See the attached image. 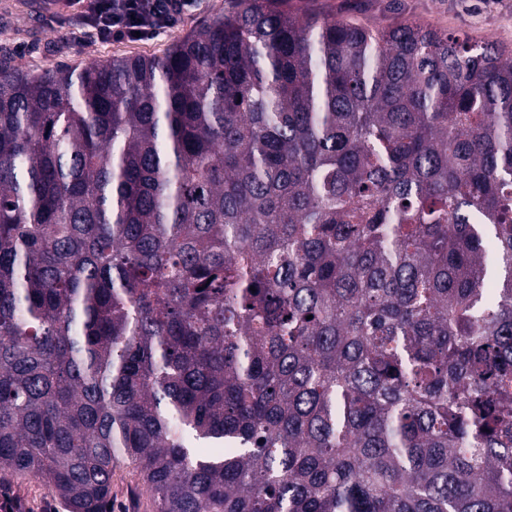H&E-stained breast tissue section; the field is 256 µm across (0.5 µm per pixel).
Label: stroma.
I'll return each mask as SVG.
<instances>
[{
	"instance_id": "1",
	"label": "stroma",
	"mask_w": 512,
	"mask_h": 512,
	"mask_svg": "<svg viewBox=\"0 0 512 512\" xmlns=\"http://www.w3.org/2000/svg\"><path fill=\"white\" fill-rule=\"evenodd\" d=\"M229 4L230 0H198L196 8L170 31L144 41L104 43L69 21L51 19L45 0H0V58L10 57L27 72L42 74L62 64L160 55L223 15ZM288 6L298 13L313 10L376 26L413 19L462 39H489L512 49V0H288ZM4 482L29 502L32 512H41L47 502L57 512H69L67 504L38 478L0 472V484ZM112 512H156L137 472L125 469L113 475Z\"/></svg>"
}]
</instances>
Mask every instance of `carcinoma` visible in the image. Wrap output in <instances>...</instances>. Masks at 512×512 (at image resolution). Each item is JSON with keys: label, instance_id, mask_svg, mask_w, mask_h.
<instances>
[{"label": "carcinoma", "instance_id": "cac0c4a2", "mask_svg": "<svg viewBox=\"0 0 512 512\" xmlns=\"http://www.w3.org/2000/svg\"><path fill=\"white\" fill-rule=\"evenodd\" d=\"M512 512V49L235 0L0 60V471L109 512ZM112 512H156L137 472L125 469L112 475Z\"/></svg>", "mask_w": 512, "mask_h": 512}]
</instances>
